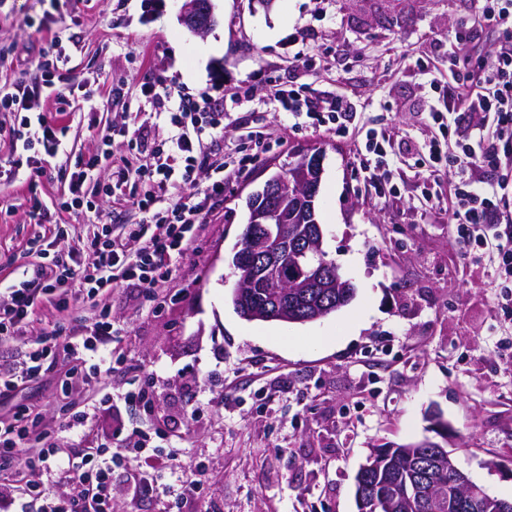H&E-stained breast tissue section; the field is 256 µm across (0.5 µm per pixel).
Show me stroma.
I'll use <instances>...</instances> for the list:
<instances>
[{
	"label": "stroma",
	"instance_id": "stroma-1",
	"mask_svg": "<svg viewBox=\"0 0 512 512\" xmlns=\"http://www.w3.org/2000/svg\"><path fill=\"white\" fill-rule=\"evenodd\" d=\"M218 23L202 35L180 22L184 0H0V83L42 62L121 98L109 112L75 107L44 112L65 127L66 151L38 176L0 181V283L42 264L69 265L92 225L131 224L137 210L98 195L89 211L62 214L67 236L45 254L30 248L43 226L33 201L55 203L67 160L109 148L113 160L142 164L168 127L143 97V84L168 82L208 93L227 114L234 151L244 132L264 129L275 146L224 187L193 252L173 263L154 301L119 285L103 297L123 333L106 378L110 402L85 412L80 433L64 428L82 411L80 379H53L20 393L29 427L61 448H93L112 434L160 436L152 473L157 493L134 496L135 454L112 467V512H359L355 477L372 448L427 434L428 414L447 425L455 465L492 496L512 498V310L490 275L491 253L462 246L443 205L419 203L417 185H446L447 169L417 160L435 130L438 95L430 73L447 72L448 42L467 0H212ZM304 38L301 64L288 43ZM293 85L352 104L339 135L292 128L274 89ZM145 128L136 149L121 127ZM395 130L387 163L394 193L380 202L353 160L352 132ZM325 153L316 200L323 249L355 287L351 302L313 322L248 321L230 288L234 247L247 222L246 197L293 159ZM64 321L44 302L24 340L0 348L11 369ZM144 387L150 407L127 399Z\"/></svg>",
	"mask_w": 512,
	"mask_h": 512
}]
</instances>
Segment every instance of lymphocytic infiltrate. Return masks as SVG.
<instances>
[{"label":"lymphocytic infiltrate","mask_w":512,"mask_h":512,"mask_svg":"<svg viewBox=\"0 0 512 512\" xmlns=\"http://www.w3.org/2000/svg\"><path fill=\"white\" fill-rule=\"evenodd\" d=\"M479 13L501 38L474 77L461 57L472 29L461 25L455 30L448 60L457 67L458 78L439 87L443 109L429 111L440 135L431 140L428 152L434 166H446L456 174L448 184V222L457 240L469 250L494 239L498 275L511 281L512 204L507 196L512 193V0H481ZM78 91L93 102L96 111H111V97L78 90L70 77L43 67L34 77L19 76L0 87V112L21 115L10 130L17 152L8 162L9 176L24 169L40 173L46 158L60 151V129L47 113L35 111V101L46 95L65 105ZM143 94L166 113V144L154 150L149 164L117 166L112 172L117 184L130 185L126 202L139 212L138 223L102 226L90 240L80 273L35 266L29 277L8 287L7 301H0V346L21 336L45 299H55L63 309L76 304L95 309L91 323L60 329L54 335L70 354L69 375H81L92 390L100 389L111 372L110 345L121 333L106 314L97 312L98 297L122 283L138 288L144 296L155 295L170 273L172 258L192 249L198 226L224 196L225 164L205 149L206 141L224 134L223 110L187 98L172 86L160 92L151 86ZM274 98L288 116L314 129L336 123L347 109L342 98L306 97L292 87L276 88ZM390 138L384 130L366 131L353 152L382 201L389 183ZM110 157L103 149L76 159L68 191L55 208L34 202L35 222L56 223L58 212L82 206L96 171ZM201 170L207 172L208 183L200 189L194 175ZM44 357L43 349H32L17 371L0 377V472L23 464L49 472L62 465L71 473L76 491L63 499H51L40 483L12 479L0 492V512H29L36 500L41 501L43 512H112L111 443L63 459L54 442L22 425L20 413L5 411L20 383L47 375Z\"/></svg>","instance_id":"1"}]
</instances>
